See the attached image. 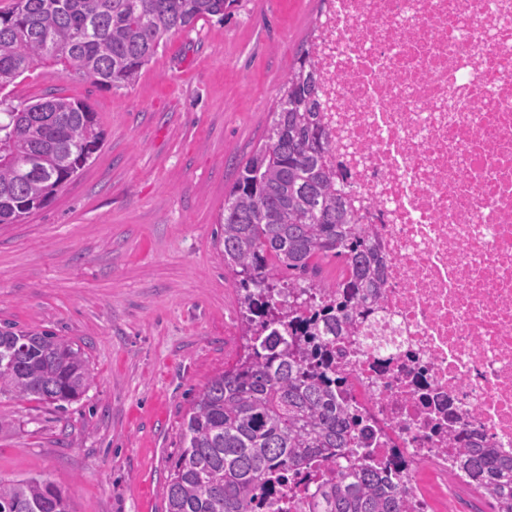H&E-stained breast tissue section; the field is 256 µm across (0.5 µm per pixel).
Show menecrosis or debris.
I'll return each instance as SVG.
<instances>
[{"mask_svg": "<svg viewBox=\"0 0 512 512\" xmlns=\"http://www.w3.org/2000/svg\"><path fill=\"white\" fill-rule=\"evenodd\" d=\"M314 47L333 166L382 260L336 339V396L401 512L425 465L512 457V0H327ZM319 461L255 512H308Z\"/></svg>", "mask_w": 512, "mask_h": 512, "instance_id": "4bbe7bcc", "label": "necrosis or debris"}]
</instances>
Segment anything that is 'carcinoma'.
I'll return each instance as SVG.
<instances>
[{"instance_id":"1","label":"carcinoma","mask_w":512,"mask_h":512,"mask_svg":"<svg viewBox=\"0 0 512 512\" xmlns=\"http://www.w3.org/2000/svg\"><path fill=\"white\" fill-rule=\"evenodd\" d=\"M235 0H14L0 10V90L37 66L99 86L129 85L164 38L224 17ZM313 48L297 58L263 142L239 165L219 216L224 266L236 278L244 354L211 378L184 416L165 512H250L264 489L321 458L334 478L310 491V512H400L390 475L355 469V419L336 403L335 341L355 322L354 290L377 288L379 256L348 200L323 125ZM104 132L87 103L54 93L0 99V224L44 208L100 150ZM340 262L344 292L307 304L321 263ZM288 272L281 281L280 273ZM94 382L81 348L49 330L0 328V396L58 409ZM457 467L497 512H512V461L462 448ZM0 512H70L37 477L0 480Z\"/></svg>"}]
</instances>
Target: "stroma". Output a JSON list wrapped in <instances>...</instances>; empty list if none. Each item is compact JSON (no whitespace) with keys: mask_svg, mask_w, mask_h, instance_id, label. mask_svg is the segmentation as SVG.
Here are the masks:
<instances>
[{"mask_svg":"<svg viewBox=\"0 0 512 512\" xmlns=\"http://www.w3.org/2000/svg\"><path fill=\"white\" fill-rule=\"evenodd\" d=\"M318 0H235L169 34L133 84L40 67L12 97L87 103L104 145L46 207L0 224V327L79 345L95 381L58 409L0 399V478L38 476L72 512H163L180 424L243 352L239 288L218 217L261 143ZM440 512H494L456 478L426 479Z\"/></svg>","mask_w":512,"mask_h":512,"instance_id":"stroma-1","label":"stroma"}]
</instances>
